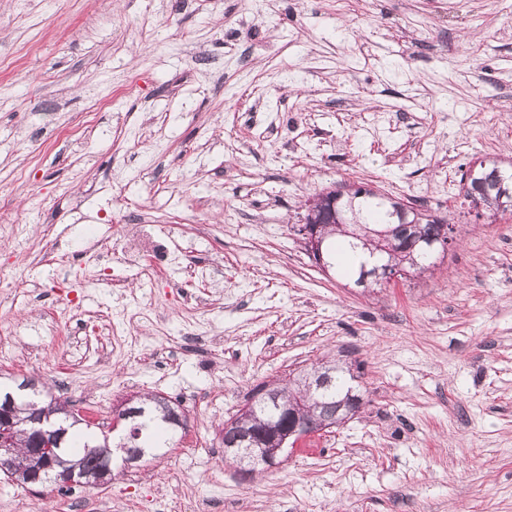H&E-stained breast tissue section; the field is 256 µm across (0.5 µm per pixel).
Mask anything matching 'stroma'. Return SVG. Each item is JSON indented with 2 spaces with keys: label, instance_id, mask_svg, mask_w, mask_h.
I'll list each match as a JSON object with an SVG mask.
<instances>
[{
  "label": "stroma",
  "instance_id": "1",
  "mask_svg": "<svg viewBox=\"0 0 512 512\" xmlns=\"http://www.w3.org/2000/svg\"><path fill=\"white\" fill-rule=\"evenodd\" d=\"M493 157L512 0H0V376L187 417L102 487L0 473V512H512V216L460 183ZM353 182L460 240L349 289L294 228ZM342 351L361 413L241 481L225 422Z\"/></svg>",
  "mask_w": 512,
  "mask_h": 512
}]
</instances>
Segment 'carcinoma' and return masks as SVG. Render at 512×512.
<instances>
[{"label": "carcinoma", "mask_w": 512, "mask_h": 512, "mask_svg": "<svg viewBox=\"0 0 512 512\" xmlns=\"http://www.w3.org/2000/svg\"><path fill=\"white\" fill-rule=\"evenodd\" d=\"M461 182L465 189V198L470 203L483 204L495 211L512 212V172L502 168L497 162L490 161L479 167L475 173H464ZM397 203L391 197L376 193L365 185L352 186L346 191H336V212H328L324 218V250L329 261L338 271L345 270L350 277L360 279L366 255L376 251L378 237L373 231L388 226L403 227L402 238L394 247L382 252L385 262L391 267L407 273H423L429 270V256L421 250L428 239L441 235L447 230L448 240H453V225L446 219L428 213V210L408 207L402 212L396 209ZM332 383L305 395L295 384L268 387L263 383L253 389V394L263 390L274 395L278 402L269 404L265 409H257L251 416L239 415L228 430L224 431V441L233 440L237 432L284 430L288 427L286 411H301L300 419L315 423L320 419L333 416L343 401L360 395L359 388L352 385L345 370L334 364ZM55 421H66L60 444L52 445L31 469V475L46 483H54L67 461L82 459L89 468H97L108 463L93 453L95 448L109 445L107 424H101L103 430L75 427L67 422L63 414L53 416ZM135 434L125 441L116 443L122 448H170L174 445L178 427L166 421L156 396L147 394L136 406L131 417Z\"/></svg>", "instance_id": "1"}]
</instances>
